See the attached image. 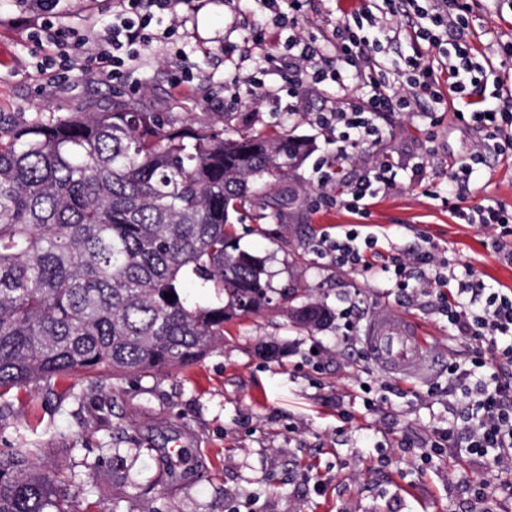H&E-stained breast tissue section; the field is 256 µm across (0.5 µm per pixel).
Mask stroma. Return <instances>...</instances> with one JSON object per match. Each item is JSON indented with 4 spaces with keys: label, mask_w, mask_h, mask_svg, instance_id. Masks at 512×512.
<instances>
[{
    "label": "stroma",
    "mask_w": 512,
    "mask_h": 512,
    "mask_svg": "<svg viewBox=\"0 0 512 512\" xmlns=\"http://www.w3.org/2000/svg\"><path fill=\"white\" fill-rule=\"evenodd\" d=\"M113 0H65L62 24L85 33L112 18ZM382 0H307L301 23L307 40H321L325 24L354 23L383 11ZM19 0H0V112H90L116 95L134 96L156 112L204 119L234 112L241 129L285 131L315 138L317 148L267 194L281 209L276 220L243 214L236 234L243 248L266 261L274 288L298 301L312 297L331 307V328L308 333L292 326L286 306L226 327L224 345L183 372H147L94 390L66 377L13 389L10 413L0 420V449L23 438L39 444L47 469L76 465L81 503L93 512H482L467 480L495 492L496 512H512L502 493L504 474L482 459L443 456L422 464L418 448L453 425L460 393L448 391V364L467 347L428 296L407 297L381 271L339 268L321 252V234L364 225L382 254L441 252L457 275L471 272L512 289V265L489 247L492 230L465 223L448 201V167L485 142L460 122L452 92L441 103L423 100L424 114L390 112L379 118V142L349 149L344 173L386 159L395 188L380 192L367 216L333 203H312L319 166L336 162L334 136L312 124L330 109L334 83L291 93L288 72L269 56L288 37L273 14L239 12L228 0H204L175 35L141 54L130 83L72 73L62 85L41 81L45 57L27 31L10 26ZM480 51L488 52L512 85V0H481L469 15ZM381 58L397 60V82L412 50L395 26L364 28ZM498 203L512 210V152L489 151L470 176L467 206ZM410 318L427 340L432 367L410 379L383 374L361 338L375 311ZM284 346L270 359L265 345ZM372 407H364L362 391ZM127 460L130 479L112 483V456ZM94 462L95 470L81 468Z\"/></svg>",
    "instance_id": "stroma-1"
}]
</instances>
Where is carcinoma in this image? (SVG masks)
<instances>
[{"instance_id": "carcinoma-1", "label": "carcinoma", "mask_w": 512, "mask_h": 512, "mask_svg": "<svg viewBox=\"0 0 512 512\" xmlns=\"http://www.w3.org/2000/svg\"><path fill=\"white\" fill-rule=\"evenodd\" d=\"M235 124L231 112L199 120L135 98L0 112V414L16 387L189 368L224 345L226 323L269 307L266 260L241 248L231 217L249 206L278 218L254 183L287 177L315 141ZM280 298L300 330L335 319ZM41 452L26 440L0 449V512H89L76 472L41 469Z\"/></svg>"}]
</instances>
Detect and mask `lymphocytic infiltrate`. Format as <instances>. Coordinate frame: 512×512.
<instances>
[{
	"label": "lymphocytic infiltrate",
	"mask_w": 512,
	"mask_h": 512,
	"mask_svg": "<svg viewBox=\"0 0 512 512\" xmlns=\"http://www.w3.org/2000/svg\"><path fill=\"white\" fill-rule=\"evenodd\" d=\"M198 7L197 0H117L111 23L93 36H77L74 48L76 66L87 73L107 77L120 75L136 48L148 47L153 37L149 27L155 13H176L179 6ZM469 0H386L391 17L406 20L403 32L413 45L415 60L407 78L412 96H398L386 79L383 65L367 38L350 24L333 25L323 41L334 50L336 65L326 69L317 59L321 49L296 35H289L282 62L297 78L298 85L330 81L338 89L339 104L332 111L317 116L321 129L335 134L339 144L337 160L348 156V147L377 135L376 115L411 108L414 98H440V79L431 61L452 45L455 60L445 66L449 87L459 101L460 114L469 116L504 148L512 147V87H502L499 103L492 111L477 106L478 90L495 70L489 59L479 58L471 44L466 21ZM324 46V47H325ZM357 84L363 94L359 104L348 101L350 84ZM395 184L391 167L375 162L360 171L351 182L343 207L366 214L379 187ZM468 223L495 231L492 243L499 259L512 264V210L501 206L479 205L467 213ZM323 250L340 267L370 270L368 252L373 237H360L357 230L345 231L339 238L322 236ZM429 266L433 279L444 291L436 298L439 313L448 319L454 336L469 344L466 362L448 364V383L465 390L461 411L463 429H441L427 440V447L440 450L462 448L466 453L489 458L492 465L512 471V291L488 286L483 280L458 277L449 263L432 252L405 251L385 256L381 271L391 274L395 285L407 289L414 270ZM490 368L489 378L475 387L467 381L475 371Z\"/></svg>",
	"instance_id": "f902f5d3"
}]
</instances>
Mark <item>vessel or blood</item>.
<instances>
[{
  "instance_id": "obj_1",
  "label": "vessel or blood",
  "mask_w": 512,
  "mask_h": 512,
  "mask_svg": "<svg viewBox=\"0 0 512 512\" xmlns=\"http://www.w3.org/2000/svg\"><path fill=\"white\" fill-rule=\"evenodd\" d=\"M363 345L373 363L387 374L411 378L424 367L425 338L397 312L374 313L367 324Z\"/></svg>"
}]
</instances>
